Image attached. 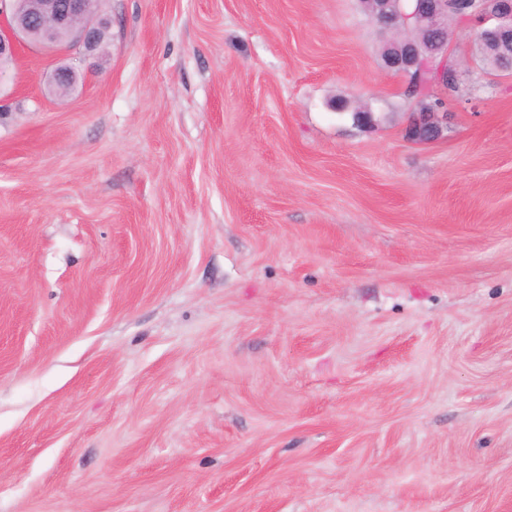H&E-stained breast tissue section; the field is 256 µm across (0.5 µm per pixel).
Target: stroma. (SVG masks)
Segmentation results:
<instances>
[{
    "label": "stroma",
    "mask_w": 512,
    "mask_h": 512,
    "mask_svg": "<svg viewBox=\"0 0 512 512\" xmlns=\"http://www.w3.org/2000/svg\"><path fill=\"white\" fill-rule=\"evenodd\" d=\"M98 13L71 93L41 48L0 75V512H512V75L475 30L420 143L361 0Z\"/></svg>",
    "instance_id": "1"
}]
</instances>
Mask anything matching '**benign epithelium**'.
I'll use <instances>...</instances> for the list:
<instances>
[{"label":"benign epithelium","mask_w":512,"mask_h":512,"mask_svg":"<svg viewBox=\"0 0 512 512\" xmlns=\"http://www.w3.org/2000/svg\"><path fill=\"white\" fill-rule=\"evenodd\" d=\"M409 18L414 24L432 34L436 45L428 47L427 55L413 40L400 38L392 42L383 59V67L392 73L409 75L426 69L442 72L448 66L450 51L447 42H437L440 27H448V0H405ZM394 0H367L369 16L379 24L390 27L398 20ZM91 0H0V71L13 59L23 45L63 50L69 63L57 67L51 74L52 86H72L78 68L100 47L99 34L107 20L96 18L90 8ZM494 8L476 14L479 35L503 42L512 41V0H493ZM448 129L445 111L413 112L407 127L410 139L429 142L443 136Z\"/></svg>","instance_id":"1"}]
</instances>
